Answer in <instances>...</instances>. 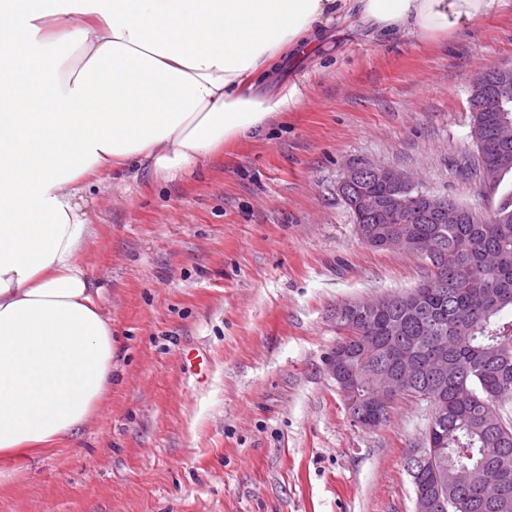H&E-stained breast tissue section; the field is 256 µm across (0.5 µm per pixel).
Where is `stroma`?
<instances>
[{"mask_svg":"<svg viewBox=\"0 0 512 512\" xmlns=\"http://www.w3.org/2000/svg\"><path fill=\"white\" fill-rule=\"evenodd\" d=\"M512 66V8L445 40L338 35L286 57L300 104L184 178L106 174L83 255L107 290L112 394L0 488V512H415L406 457L425 404L354 426L326 361L337 303L412 288L424 261L373 250L337 193L369 160L483 213L464 176L469 82Z\"/></svg>","mask_w":512,"mask_h":512,"instance_id":"stroma-1","label":"stroma"}]
</instances>
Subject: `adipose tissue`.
Instances as JSON below:
<instances>
[{
	"mask_svg": "<svg viewBox=\"0 0 512 512\" xmlns=\"http://www.w3.org/2000/svg\"><path fill=\"white\" fill-rule=\"evenodd\" d=\"M507 0H0V487L112 393V319L82 262L104 170L169 181L262 135L281 60L341 31L453 36Z\"/></svg>",
	"mask_w": 512,
	"mask_h": 512,
	"instance_id": "obj_1",
	"label": "adipose tissue"
}]
</instances>
